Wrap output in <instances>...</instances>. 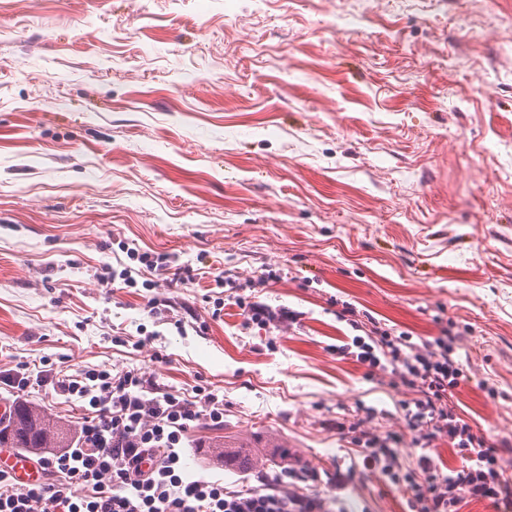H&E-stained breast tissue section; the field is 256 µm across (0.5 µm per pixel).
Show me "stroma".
<instances>
[{
	"label": "stroma",
	"mask_w": 512,
	"mask_h": 512,
	"mask_svg": "<svg viewBox=\"0 0 512 512\" xmlns=\"http://www.w3.org/2000/svg\"><path fill=\"white\" fill-rule=\"evenodd\" d=\"M130 247L167 264L123 288ZM240 297L301 317L247 327ZM344 301L460 331L448 404L512 459V0H0L1 376L208 386L224 425L193 434L192 477L259 487L274 470L218 449L284 450L328 512H408L338 429L417 464L410 391L334 352ZM19 397L80 420L52 386Z\"/></svg>",
	"instance_id": "35a3bbf8"
}]
</instances>
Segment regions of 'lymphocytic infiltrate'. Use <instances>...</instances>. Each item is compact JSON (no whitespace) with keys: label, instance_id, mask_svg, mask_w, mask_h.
<instances>
[{"label":"lymphocytic infiltrate","instance_id":"obj_1","mask_svg":"<svg viewBox=\"0 0 512 512\" xmlns=\"http://www.w3.org/2000/svg\"><path fill=\"white\" fill-rule=\"evenodd\" d=\"M359 315L353 304L343 303L338 317L356 334L336 353L413 391L401 408L416 447L423 450L416 469L400 473L386 439L354 425L352 441L361 449L364 467L381 469L402 486L411 512H460L466 496L492 503L512 497V479L496 444L448 406L449 395L467 379L456 356L457 334L445 328L417 341L376 321L362 336ZM0 382L18 394L52 385L84 410L72 445L37 459L42 482L21 485L0 470V512H324L321 500L281 478L265 487L229 489L189 477L191 432L224 423V403L206 387L187 394L155 385L138 369L116 373L101 367L46 376L25 364ZM438 439L447 440L460 469L443 471L426 455Z\"/></svg>","mask_w":512,"mask_h":512}]
</instances>
